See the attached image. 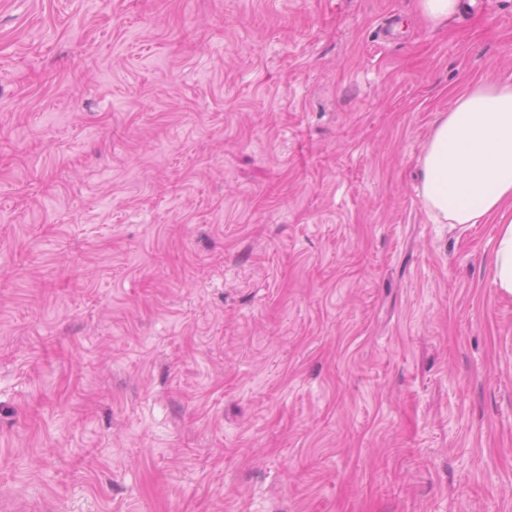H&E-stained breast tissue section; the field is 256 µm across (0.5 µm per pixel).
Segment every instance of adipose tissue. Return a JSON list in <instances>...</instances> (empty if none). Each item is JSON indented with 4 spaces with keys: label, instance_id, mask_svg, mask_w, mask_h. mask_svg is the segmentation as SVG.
<instances>
[{
    "label": "adipose tissue",
    "instance_id": "1",
    "mask_svg": "<svg viewBox=\"0 0 512 512\" xmlns=\"http://www.w3.org/2000/svg\"><path fill=\"white\" fill-rule=\"evenodd\" d=\"M421 197L438 224H475L512 207V84H481L439 115L421 157Z\"/></svg>",
    "mask_w": 512,
    "mask_h": 512
}]
</instances>
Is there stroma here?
<instances>
[{
    "instance_id": "1",
    "label": "stroma",
    "mask_w": 512,
    "mask_h": 512,
    "mask_svg": "<svg viewBox=\"0 0 512 512\" xmlns=\"http://www.w3.org/2000/svg\"><path fill=\"white\" fill-rule=\"evenodd\" d=\"M0 0V512H512V209L419 158L512 0ZM419 13L429 22L441 25L461 11L463 0H416ZM493 270L498 287L512 294V222L501 225L496 242Z\"/></svg>"
}]
</instances>
